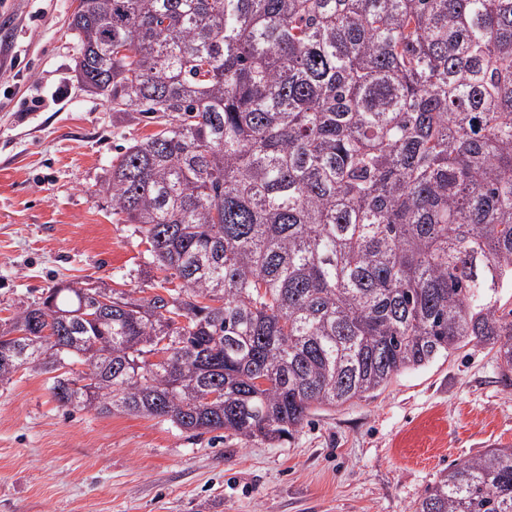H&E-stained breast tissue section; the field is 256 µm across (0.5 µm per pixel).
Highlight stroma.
Segmentation results:
<instances>
[{
  "mask_svg": "<svg viewBox=\"0 0 512 512\" xmlns=\"http://www.w3.org/2000/svg\"><path fill=\"white\" fill-rule=\"evenodd\" d=\"M75 6L0 0V326L61 282L165 285L107 191L153 128L77 78ZM510 445L512 388L476 343L274 445L65 408L22 369L0 386V512H411L445 469Z\"/></svg>",
  "mask_w": 512,
  "mask_h": 512,
  "instance_id": "35a3bbf8",
  "label": "stroma"
}]
</instances>
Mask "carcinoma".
Masks as SVG:
<instances>
[{"label":"carcinoma","instance_id":"1","mask_svg":"<svg viewBox=\"0 0 512 512\" xmlns=\"http://www.w3.org/2000/svg\"><path fill=\"white\" fill-rule=\"evenodd\" d=\"M69 30L84 85L157 126L108 190L180 288L55 285L0 331L1 385L37 363L62 407L245 441L472 342L512 387V0H77ZM414 512H512V447Z\"/></svg>","mask_w":512,"mask_h":512}]
</instances>
